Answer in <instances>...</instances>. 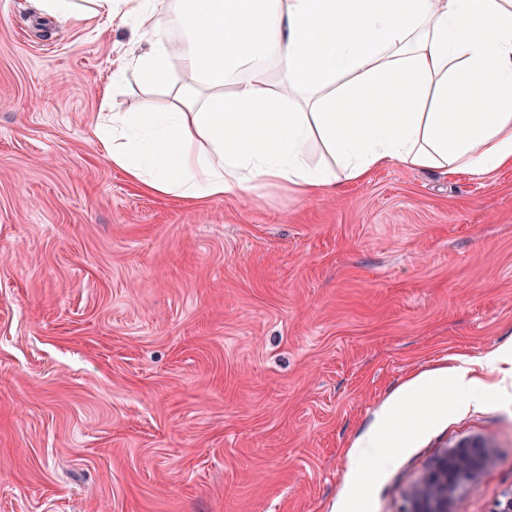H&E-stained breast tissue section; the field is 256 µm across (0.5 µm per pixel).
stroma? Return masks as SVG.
Instances as JSON below:
<instances>
[{"mask_svg":"<svg viewBox=\"0 0 512 512\" xmlns=\"http://www.w3.org/2000/svg\"><path fill=\"white\" fill-rule=\"evenodd\" d=\"M128 27L0 0V512H411L462 439L512 493V395L358 442L416 379L512 343V169L380 168L341 193L192 201L131 181L101 112Z\"/></svg>","mask_w":512,"mask_h":512,"instance_id":"1","label":"stroma"}]
</instances>
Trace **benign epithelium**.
<instances>
[{
	"instance_id": "7a95c632",
	"label": "benign epithelium",
	"mask_w": 512,
	"mask_h": 512,
	"mask_svg": "<svg viewBox=\"0 0 512 512\" xmlns=\"http://www.w3.org/2000/svg\"><path fill=\"white\" fill-rule=\"evenodd\" d=\"M495 460V446L486 437L467 438L446 449L412 489L414 512H450L460 484L480 476Z\"/></svg>"
}]
</instances>
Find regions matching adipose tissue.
<instances>
[{
	"label": "adipose tissue",
	"mask_w": 512,
	"mask_h": 512,
	"mask_svg": "<svg viewBox=\"0 0 512 512\" xmlns=\"http://www.w3.org/2000/svg\"><path fill=\"white\" fill-rule=\"evenodd\" d=\"M35 2L63 22L106 15L147 38L112 80L172 88L170 105L104 116L94 134L152 192L201 200L281 183L313 195L383 167L475 178L512 167V0ZM485 364L501 380L454 367L433 381V408L452 390L506 391L512 345ZM420 391L405 387L362 456L391 465L398 419L424 421Z\"/></svg>",
	"instance_id": "obj_1"
}]
</instances>
